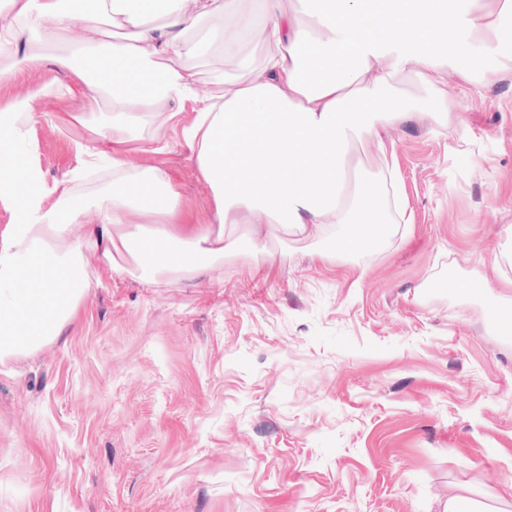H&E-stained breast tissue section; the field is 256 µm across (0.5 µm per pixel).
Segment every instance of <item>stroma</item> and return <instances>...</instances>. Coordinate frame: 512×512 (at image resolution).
Segmentation results:
<instances>
[{
	"label": "stroma",
	"instance_id": "1",
	"mask_svg": "<svg viewBox=\"0 0 512 512\" xmlns=\"http://www.w3.org/2000/svg\"><path fill=\"white\" fill-rule=\"evenodd\" d=\"M0 79V105L60 79ZM447 122L397 125L406 223L377 249L244 224L211 278L178 283L98 262L76 320L0 364V512H439L460 494L512 512V71L478 90L456 70ZM43 96L32 135L47 180L80 167L110 118ZM208 224L211 187L182 143L125 147Z\"/></svg>",
	"mask_w": 512,
	"mask_h": 512
}]
</instances>
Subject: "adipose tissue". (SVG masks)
<instances>
[{
	"mask_svg": "<svg viewBox=\"0 0 512 512\" xmlns=\"http://www.w3.org/2000/svg\"><path fill=\"white\" fill-rule=\"evenodd\" d=\"M0 0V63L8 71L68 72L57 98L88 88L109 95L112 119L94 129L109 148L83 169L48 181L31 136L34 96L0 107V362L34 355L61 336L89 286L93 261L120 271L131 258L147 281L208 275L237 241L223 227L278 224L322 234V254L372 247L370 224L402 214L395 165L350 181L353 149L381 144L406 121L446 119L451 103L409 109L394 94L406 79L437 90L448 67L482 85L512 71V0ZM130 30L105 41L103 23ZM87 56L70 52L74 27ZM258 39L260 60L242 52ZM221 55L239 73H218L198 93L201 60ZM193 102L181 136L212 188V226L187 235L133 234L131 224H177L184 201L159 168L136 169L116 151L139 137L168 148L160 120ZM112 180L95 194L100 227L77 229L75 183L86 170Z\"/></svg>",
	"mask_w": 512,
	"mask_h": 512,
	"instance_id": "obj_1",
	"label": "adipose tissue"
}]
</instances>
